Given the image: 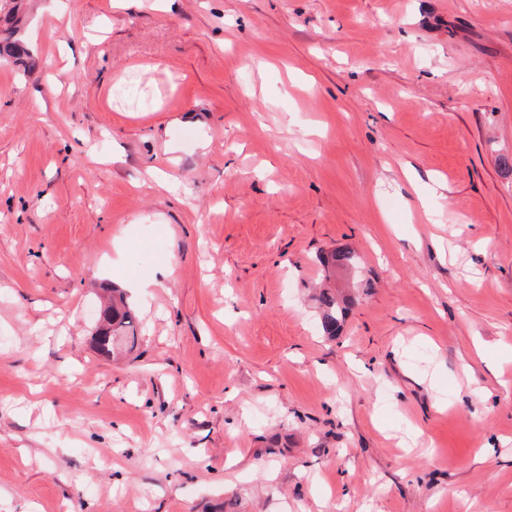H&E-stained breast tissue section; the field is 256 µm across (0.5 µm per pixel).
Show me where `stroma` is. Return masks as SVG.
<instances>
[{
  "mask_svg": "<svg viewBox=\"0 0 512 512\" xmlns=\"http://www.w3.org/2000/svg\"><path fill=\"white\" fill-rule=\"evenodd\" d=\"M16 8L0 512H512V0ZM116 292V288H112V302L103 313L108 328H101L99 339L95 336L97 350L105 356L114 354L116 338L119 339L122 348L119 352H132L140 343L136 315L125 302L123 295ZM109 333H112L110 341L104 340L103 336H108ZM318 308L321 313V328L327 336L336 337L340 330V322L345 313L337 300L336 295L328 290H323L317 297Z\"/></svg>",
  "mask_w": 512,
  "mask_h": 512,
  "instance_id": "35a3bbf8",
  "label": "stroma"
}]
</instances>
